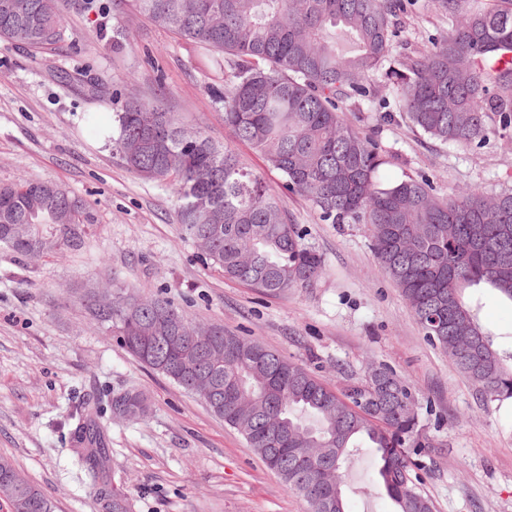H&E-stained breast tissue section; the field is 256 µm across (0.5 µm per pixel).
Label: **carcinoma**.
Returning <instances> with one entry per match:
<instances>
[{"label": "carcinoma", "mask_w": 512, "mask_h": 512, "mask_svg": "<svg viewBox=\"0 0 512 512\" xmlns=\"http://www.w3.org/2000/svg\"><path fill=\"white\" fill-rule=\"evenodd\" d=\"M408 0H135L138 10L212 52L208 86L224 104V127L279 174L288 193L308 201L326 224H368L376 259L401 291L427 340L454 348L453 365L485 394L512 395L505 368L463 292L485 283L512 305V188L480 186L455 197L435 195L427 178L388 182L391 163L375 131L347 124L350 108L378 105L442 144L482 147L512 130V0H436L448 17L446 37L417 46L404 38ZM94 0H0V39L28 48L60 40L64 12L86 13ZM395 86V102L379 96L375 76ZM85 121L112 144L129 170L166 187L185 236L199 242L224 277L277 295L310 288L323 274L321 254L305 242L285 201L262 174L246 169L234 149L191 130L165 96L126 99L103 126ZM89 214L82 198L52 182L0 185V246L26 259L83 244ZM94 318L116 333L138 361L185 391L199 337L216 363L207 373L219 394L209 409L236 429L269 468L301 494L310 512H349L346 464L366 442L376 480L395 512H432L413 488V456L432 439L421 428L417 400L392 370L347 376L337 389L304 366L271 351L263 360L226 349L235 338L197 323L166 299L112 294L103 310L83 298ZM181 339L167 340L171 327ZM469 338L477 348L464 347ZM148 401L129 389L110 396L115 419L135 421ZM85 403L73 418V442L106 512L107 458L96 418ZM9 512H54L34 484L25 491L0 480Z\"/></svg>", "instance_id": "carcinoma-1"}]
</instances>
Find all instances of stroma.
<instances>
[{"label": "stroma", "mask_w": 512, "mask_h": 512, "mask_svg": "<svg viewBox=\"0 0 512 512\" xmlns=\"http://www.w3.org/2000/svg\"><path fill=\"white\" fill-rule=\"evenodd\" d=\"M63 39L28 50L0 40V185L20 178L57 183L90 214L82 250L22 261L0 247V457L53 502L54 512H101L71 441L79 404L137 387L148 396L134 422L101 418L108 450L104 479L130 512H309L305 499L270 470L244 437L198 396L133 359L111 329L80 301L86 284L111 281L141 299L165 298L190 317L222 324L305 365L339 387L348 374L386 365L420 403L433 439L416 486L433 512H512V411L482 394L427 341L398 288L379 264L365 224H326L301 197L284 200L307 242L323 256L310 288L267 296L224 278L181 231L165 187L138 178L119 154L92 136L82 117L111 122L130 96L165 91L171 111L217 144L232 143L224 107L211 97L205 51L140 14L134 0H97L66 13ZM405 35L425 44L448 32L434 0H416ZM102 79V92L81 81ZM378 127L392 156L388 178L423 175L439 197L478 184L512 187V135L462 149L429 139L402 121ZM479 324L512 370V305L486 289ZM374 455L360 448L347 468L350 512H394L373 481Z\"/></svg>", "instance_id": "35a3bbf8"}]
</instances>
